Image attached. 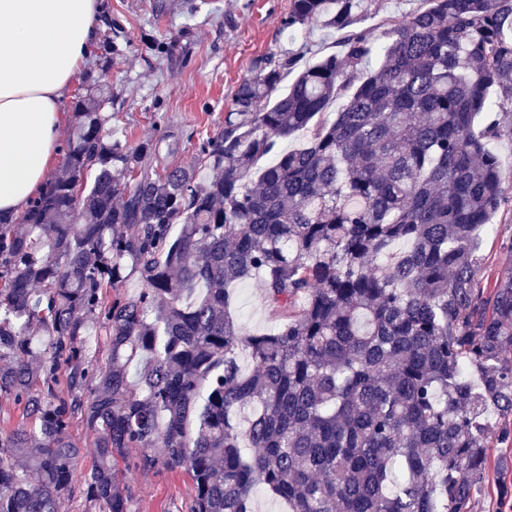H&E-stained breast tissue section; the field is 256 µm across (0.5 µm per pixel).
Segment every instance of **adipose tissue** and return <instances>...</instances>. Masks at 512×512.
<instances>
[{
  "label": "adipose tissue",
  "instance_id": "adipose-tissue-1",
  "mask_svg": "<svg viewBox=\"0 0 512 512\" xmlns=\"http://www.w3.org/2000/svg\"><path fill=\"white\" fill-rule=\"evenodd\" d=\"M103 0H0V222L41 196L60 153V100Z\"/></svg>",
  "mask_w": 512,
  "mask_h": 512
}]
</instances>
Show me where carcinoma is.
Masks as SVG:
<instances>
[{
    "label": "carcinoma",
    "mask_w": 512,
    "mask_h": 512,
    "mask_svg": "<svg viewBox=\"0 0 512 512\" xmlns=\"http://www.w3.org/2000/svg\"><path fill=\"white\" fill-rule=\"evenodd\" d=\"M374 2L291 0L284 26L339 51L257 59L191 167L108 140L109 83L79 104L28 230L0 223V393L25 419L0 426V512H132L130 448L191 475L186 512H251L260 486L288 512H470L489 414L512 415V276L484 284L476 245L512 196L489 149L512 140V0H421L378 34ZM256 275L277 327L245 334L230 291Z\"/></svg>",
    "instance_id": "carcinoma-1"
}]
</instances>
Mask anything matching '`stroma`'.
<instances>
[{
	"mask_svg": "<svg viewBox=\"0 0 512 512\" xmlns=\"http://www.w3.org/2000/svg\"><path fill=\"white\" fill-rule=\"evenodd\" d=\"M290 0H105L98 18V39L74 76L62 102L64 135H71L82 97L98 82L112 85L108 106L112 140L128 147L145 141L159 148L147 159L162 172L193 165L197 148L224 127L238 85L251 77L256 59L269 51L312 57L336 53L339 35L319 26L288 31ZM119 51L109 52L104 39ZM494 230L481 238L480 255L487 283L512 273V201L494 215ZM232 314L248 333L274 329L258 279L235 289ZM488 480L470 512H512V499L500 498V483H512V444L491 438ZM134 512H182L194 496L189 473L163 466L148 471L123 469Z\"/></svg>",
	"mask_w": 512,
	"mask_h": 512,
	"instance_id": "stroma-1",
	"label": "stroma"
}]
</instances>
